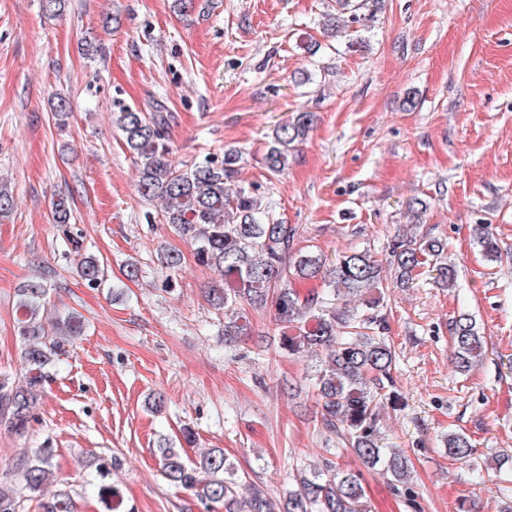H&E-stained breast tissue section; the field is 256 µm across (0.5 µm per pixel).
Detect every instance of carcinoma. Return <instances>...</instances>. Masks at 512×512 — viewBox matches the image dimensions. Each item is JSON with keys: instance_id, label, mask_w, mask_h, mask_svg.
I'll use <instances>...</instances> for the list:
<instances>
[{"instance_id": "obj_1", "label": "carcinoma", "mask_w": 512, "mask_h": 512, "mask_svg": "<svg viewBox=\"0 0 512 512\" xmlns=\"http://www.w3.org/2000/svg\"><path fill=\"white\" fill-rule=\"evenodd\" d=\"M382 3L336 0V12L323 16V33L336 37L369 19ZM170 120L159 100L146 112L123 108L113 116L125 147L137 160L138 192L159 202L164 222L190 241L196 261L222 281L209 290L207 300L224 315V341L250 334L246 307L271 308L284 331L281 350L321 357L313 390L323 426L336 434V447L326 449L329 457L321 463L297 469L296 487L279 499L240 475L222 448H209L189 462L176 448H161L163 477L190 491L207 510L220 506L224 512H370L360 475L335 462L351 454L415 506L409 461L381 436L380 411L395 398V351L386 336L389 326L380 288L385 265L403 287L425 267L435 273L437 284L454 286L455 269L444 257L446 243L428 234L399 233L384 262L367 249L330 260L310 246L299 248L296 227L275 219L258 187L238 179V150L227 149L221 157L207 155L186 168L173 165L168 160ZM311 123L310 113L300 112L273 129L263 156L269 172L277 175L288 168L293 145L306 138ZM14 205L10 187L0 181V219L8 217ZM478 245L489 260L498 259L496 239L484 226ZM79 272L90 285L102 280L103 268L93 256L82 257ZM306 281L319 286L303 295L295 284ZM46 297L41 279L28 281L18 291L16 332L22 340L23 380L0 376V428L15 433L29 428L49 368L83 333L81 316L48 309ZM450 332L456 367L464 375L485 359L484 336L468 313L453 318ZM444 443L453 461L474 455L472 439L465 433H450ZM54 453L46 446L20 453L0 480V512H19L24 496L37 499L42 512H73L68 492L48 490ZM116 468L108 463L97 466L98 493L108 512H132L124 507L119 488L106 482Z\"/></svg>"}]
</instances>
